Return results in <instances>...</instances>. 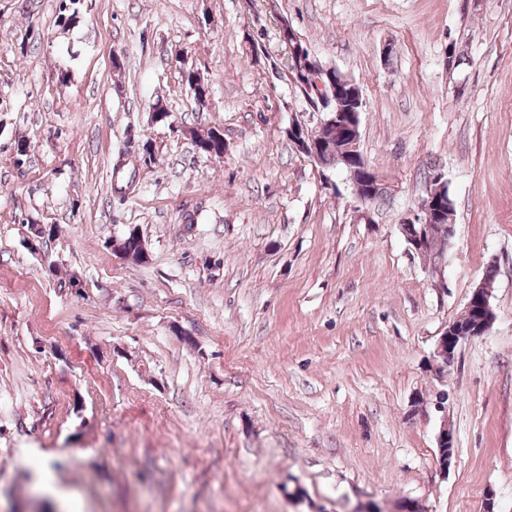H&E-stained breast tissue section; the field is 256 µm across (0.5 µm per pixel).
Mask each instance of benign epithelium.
Masks as SVG:
<instances>
[{"label":"benign epithelium","mask_w":512,"mask_h":512,"mask_svg":"<svg viewBox=\"0 0 512 512\" xmlns=\"http://www.w3.org/2000/svg\"><path fill=\"white\" fill-rule=\"evenodd\" d=\"M345 82L338 70L324 67L318 72L315 80L316 99L320 101V107L313 108L317 116V127L331 129L342 116L340 112V99L346 92L340 89ZM359 113L350 114V120L345 122L343 128L348 144L342 151L341 161L347 168V173L353 185L356 198L362 203H374L381 196L390 193L388 184L374 171L364 160L360 151ZM288 139L295 152L306 156L312 162H318L323 152L332 148L329 138L315 139L308 134L306 126L294 124L288 128ZM448 186L445 175L437 170L428 174L425 181L424 195L417 204L418 214L404 218L399 224V230L411 250L418 254L425 250L432 220L441 215L444 206L441 202V191ZM448 249L444 248L438 255L436 262L431 267L430 274L434 287H445L444 267L446 264ZM498 269L496 263L489 262L482 274L477 288L466 304L465 310L483 315L481 325L460 329L455 326H447L438 336L431 356V365L443 367L455 359L458 348L469 339L484 334L492 319L485 315L487 303L490 300L491 289L486 283L496 281Z\"/></svg>","instance_id":"benign-epithelium-1"}]
</instances>
